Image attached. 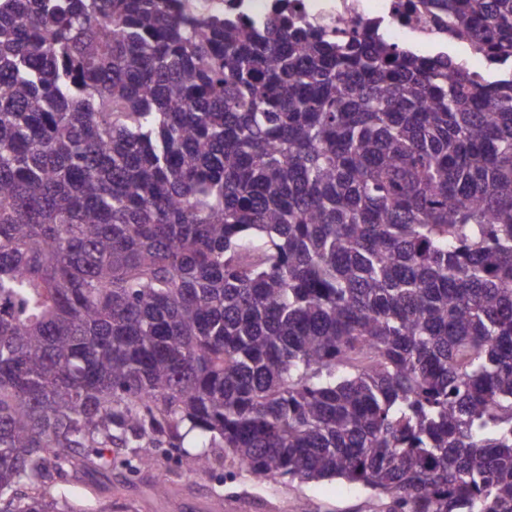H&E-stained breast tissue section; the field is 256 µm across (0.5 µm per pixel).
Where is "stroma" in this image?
Wrapping results in <instances>:
<instances>
[{"instance_id": "35a3bbf8", "label": "stroma", "mask_w": 512, "mask_h": 512, "mask_svg": "<svg viewBox=\"0 0 512 512\" xmlns=\"http://www.w3.org/2000/svg\"><path fill=\"white\" fill-rule=\"evenodd\" d=\"M165 475L166 494L154 482ZM54 495L68 512H381L378 499L341 479L257 481L222 449L211 466L187 472L176 455L156 453L151 467L114 461L105 470L75 457L51 473Z\"/></svg>"}]
</instances>
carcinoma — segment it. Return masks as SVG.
Returning <instances> with one entry per match:
<instances>
[{"label": "carcinoma", "mask_w": 512, "mask_h": 512, "mask_svg": "<svg viewBox=\"0 0 512 512\" xmlns=\"http://www.w3.org/2000/svg\"><path fill=\"white\" fill-rule=\"evenodd\" d=\"M426 8L512 62V0ZM186 446L512 512V73L286 9L0 0V512H60L72 452Z\"/></svg>", "instance_id": "cac0c4a2"}]
</instances>
